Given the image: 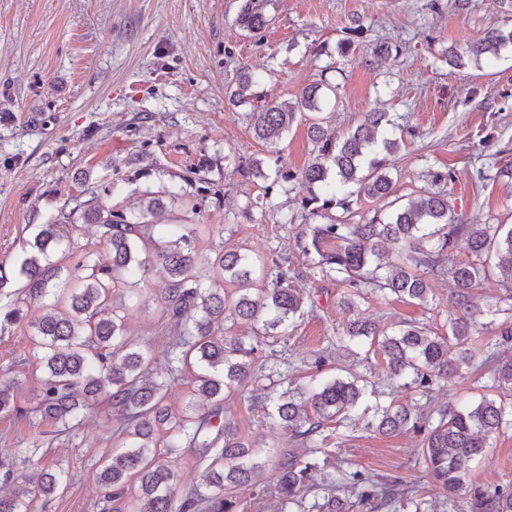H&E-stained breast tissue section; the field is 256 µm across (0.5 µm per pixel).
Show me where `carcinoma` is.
<instances>
[{"mask_svg":"<svg viewBox=\"0 0 512 512\" xmlns=\"http://www.w3.org/2000/svg\"><path fill=\"white\" fill-rule=\"evenodd\" d=\"M238 23L252 32L262 30L268 20L246 0ZM512 47V29L494 28L470 43L461 53L448 51V65L476 67L482 60L497 58ZM249 76L228 86L232 105H253L246 113L254 137L276 153L275 147L291 121L301 116L310 123L314 142L313 161L301 172L309 192L301 200L304 229L301 250L311 257L318 274L349 289L350 304L364 296V289L406 302L425 305L433 292V280L446 273L451 277L448 303L455 316L448 333L441 335L419 322H409L389 333L369 319L351 321L339 342L366 346L382 357L389 373L404 379V388L428 398L450 378L475 377L480 399L462 406L454 404L434 410L432 415L417 405L391 402L375 405L367 427L386 435L412 432L421 437V456L434 491L470 495L471 512H512V487L482 489L469 482L471 463L489 447V438L503 427L512 426V401L503 398L512 391V225L461 224L448 202L444 185L451 173H435L432 184L406 204L393 198L396 181L390 172L391 155L400 147L387 134L388 113L367 112L355 128L339 134L324 126L318 100L319 86L304 88L293 102L261 100L252 91ZM252 167L272 184L293 182L298 175L274 168L262 172V161ZM390 200L393 209L380 219L353 224L352 197ZM161 199L148 201L146 213L130 220L120 210L104 207L100 194L73 199L71 214L102 228L107 252L83 251L67 268L55 259L63 241H71L76 224H41L16 270L0 262V288L9 276L22 279L23 286L8 306L0 311V330L27 323L30 341L38 355L41 371L36 406L20 405L19 381L14 374L26 370L28 359L13 358L0 377V416L26 418L32 414L55 428L72 431L93 412L99 394L107 400L117 422L121 451L105 461L97 473L107 502L124 499L129 485L142 493L146 507L139 512H238L234 495L239 486L257 485L266 462L257 455L256 442L238 435L233 416L223 414L224 391L257 377L265 363H257L263 337L283 336L301 316L308 296L290 285L278 259L265 261L238 250H226L201 262L194 228L185 224L149 223L148 217L161 208ZM339 209L337 216L332 209ZM323 219L319 224L315 218ZM469 252L466 260L445 267L459 242ZM402 243L389 258L385 244ZM161 265L167 283L163 290L159 320L173 336L165 358L167 376L151 377L154 352L125 335L122 298L128 289L147 281L155 265ZM507 275L502 295L492 314L505 315L487 337L484 358L475 363L472 344L480 331L477 317L484 314L477 303L480 290L495 271ZM221 278L234 286L227 295L204 285ZM59 312L28 318L32 305L45 298ZM242 321L253 328V341L220 334L224 321ZM193 375V395L215 402L207 414H197L188 405L174 412L166 404L169 385ZM280 382L270 381L265 399L272 423L295 438L312 444V453L322 452L313 436L326 422L357 424L366 397L368 379L350 365L342 373L311 385L296 400L288 391H278ZM167 431L165 447L187 445L199 451L204 488L177 493L178 479L161 464L154 441L160 427ZM274 492L284 504H303L316 487L318 463L292 452H281L273 463ZM59 470L41 474L37 493L48 497L63 485ZM341 491L344 499L332 496L323 503L326 512H344L359 507L363 512H382L405 493L400 479H374L358 470L321 486ZM0 512H31L30 502L18 495L0 496Z\"/></svg>","mask_w":512,"mask_h":512,"instance_id":"obj_1","label":"carcinoma"}]
</instances>
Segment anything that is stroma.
Masks as SVG:
<instances>
[{"label":"stroma","mask_w":512,"mask_h":512,"mask_svg":"<svg viewBox=\"0 0 512 512\" xmlns=\"http://www.w3.org/2000/svg\"><path fill=\"white\" fill-rule=\"evenodd\" d=\"M244 2L0 0V261L17 265L38 225L61 222L88 189L131 218L145 210L146 191L160 193L153 223L206 225L196 241L202 258L240 248L287 258L289 276L314 306L264 353L293 389L308 385L314 354L327 356L326 378L337 363L354 362L336 344L354 315L446 332L450 285L435 280L424 306L372 295L358 310L344 307L346 288L321 278L303 256L300 224L281 221L301 213L307 184L270 190L248 170L260 159L301 172L313 157L306 123L295 119L277 155L267 154L244 106L229 103V82L251 74L255 93L279 101L321 85L320 115L340 133L364 113H389L405 130L391 159L398 195L417 197L430 174L449 170V202L461 222L512 224V183L477 179L480 164L512 166V50L478 68L445 60L449 48L511 28L512 14L498 0H469L464 10L457 0H254L269 24L251 33L236 22ZM356 23L363 35L341 52ZM380 41L390 51L377 59ZM164 286L163 268L154 267L144 287L126 294L123 311L127 336L153 348L158 373L171 341L158 323ZM224 406L266 461L285 449L307 457L302 440L270 427L251 387L227 393ZM115 427L103 399L91 418L51 441L40 418L0 416V460L33 482L42 470L66 471L57 494L34 498V512H103L96 475L117 447ZM323 434L325 472L397 476L420 490L419 500L402 498L391 512H470L464 498L429 490L418 436L332 422ZM470 480L512 485V428L493 436Z\"/></svg>","instance_id":"stroma-1"}]
</instances>
